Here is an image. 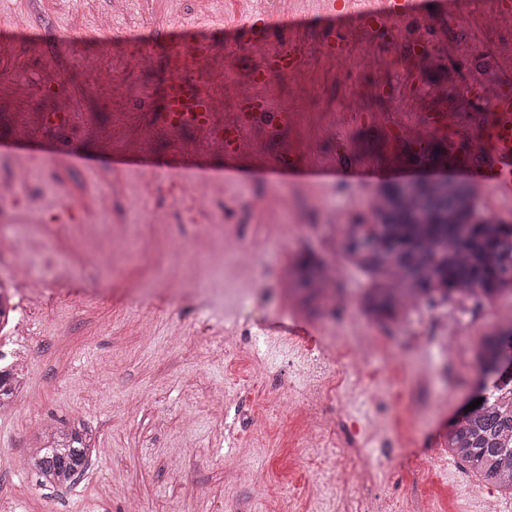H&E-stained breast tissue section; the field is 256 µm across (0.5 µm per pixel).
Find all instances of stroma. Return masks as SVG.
<instances>
[{
	"instance_id": "obj_1",
	"label": "stroma",
	"mask_w": 512,
	"mask_h": 512,
	"mask_svg": "<svg viewBox=\"0 0 512 512\" xmlns=\"http://www.w3.org/2000/svg\"><path fill=\"white\" fill-rule=\"evenodd\" d=\"M72 2L0 0V77L13 84L0 95V184L14 185L13 202L0 204V276L24 262L44 285L13 343L23 388L0 411V512H336L329 485L340 453L357 467L352 501L477 512L466 465L419 453L443 442L469 399L471 354L497 311L512 309V294L427 305L402 329L371 332L358 309L369 281L347 262L340 316L306 321L313 345L273 325L293 318L277 282L299 252L322 251L346 225L376 223L374 204L402 179L464 181L447 157L430 159L448 139L426 132L425 120L444 113L454 126L477 111L470 79L512 88V16L493 0H461L453 13L425 0L402 26L331 24L319 17L322 0H287L311 18L290 41L265 27L278 0H83L78 11ZM235 25L242 38L229 35ZM331 38L346 52L325 53ZM288 42L301 68L256 87L254 71ZM182 66L193 80L223 69L206 85L217 123L235 121L258 94L268 112L294 115L273 135L266 118L255 120L233 180L223 178L224 152L209 130L159 123L163 86ZM419 132L425 155L392 170ZM133 140L147 160L119 164ZM284 158L370 163L381 173L366 185L286 181L268 172ZM21 166L31 178L17 184ZM175 184L203 195L214 223H190ZM115 221L125 226L120 250L103 230ZM289 221L298 229L287 237L278 227ZM203 235L212 252H196ZM252 240L247 266L225 263V250ZM439 315L458 318L464 338L449 358L418 342ZM230 328L242 337L229 349ZM248 329L261 334V349ZM335 334L344 344L370 335L378 346L365 379L337 367L326 380L343 427L364 429L353 448H306L298 357L335 356ZM408 388L416 418L402 410ZM78 419L96 434L88 469L67 488L39 485L24 456L43 429Z\"/></svg>"
}]
</instances>
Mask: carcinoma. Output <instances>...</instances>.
I'll return each instance as SVG.
<instances>
[{"label": "carcinoma", "mask_w": 512, "mask_h": 512, "mask_svg": "<svg viewBox=\"0 0 512 512\" xmlns=\"http://www.w3.org/2000/svg\"><path fill=\"white\" fill-rule=\"evenodd\" d=\"M441 183L413 191H390L378 203L379 224H351L346 251L373 283L362 298L367 315L393 320L412 300L428 305L453 298L480 303L512 294V224L472 223L463 202L448 207L440 198ZM323 265L300 257L293 266L291 291L305 303L333 301ZM512 358V326H500L482 339L478 351L480 376L497 373L512 382L504 363ZM15 373L0 367V409L10 406L19 391ZM482 482L512 492V404L487 400L463 409L452 421L445 444ZM95 448L92 429L82 421L42 433L29 454L39 483L69 487L85 471Z\"/></svg>", "instance_id": "obj_1"}]
</instances>
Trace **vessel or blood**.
Here are the masks:
<instances>
[{"instance_id": "obj_1", "label": "vessel or blood", "mask_w": 512, "mask_h": 512, "mask_svg": "<svg viewBox=\"0 0 512 512\" xmlns=\"http://www.w3.org/2000/svg\"><path fill=\"white\" fill-rule=\"evenodd\" d=\"M415 0H344L341 15L357 24L394 25L414 12ZM302 62L299 52L281 48L270 55L256 76L266 85L275 74L295 70ZM164 112L174 128L210 127L214 123V103L204 90L203 81H191L180 72L172 74L165 88ZM266 101L257 97L253 109L241 113L235 124L224 130L226 158L241 149L246 128L255 112L264 110ZM452 163L488 189L493 198L512 202V93L495 92L486 99L485 111L476 113L463 129L448 140Z\"/></svg>"}]
</instances>
